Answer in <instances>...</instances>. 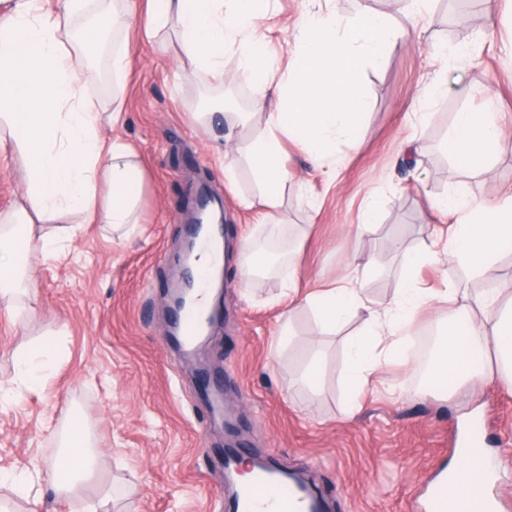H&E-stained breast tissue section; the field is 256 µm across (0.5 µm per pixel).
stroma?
<instances>
[{
  "instance_id": "1",
  "label": "stroma",
  "mask_w": 512,
  "mask_h": 512,
  "mask_svg": "<svg viewBox=\"0 0 512 512\" xmlns=\"http://www.w3.org/2000/svg\"><path fill=\"white\" fill-rule=\"evenodd\" d=\"M439 0H331L329 7L353 19L383 12L393 23L410 19L409 32L360 75L367 101L360 141L337 139L336 171L313 163L284 141L288 173L282 218L291 238L289 274L300 291L342 280L350 261L366 267L367 299L385 305L400 291L406 268L388 243L421 247L430 224L460 223L461 212L432 208L454 191L476 206L512 190V0H497L467 13L448 29ZM310 0H272L263 23L266 52L285 65L295 28ZM127 42L129 66L112 69L104 51L86 66L84 88L100 111H112L114 91L124 99L116 125L104 136L132 145L145 172L140 224L124 235L104 224L70 216L76 235L58 258L28 253L37 300L20 318L0 307V387L11 390L0 406V473H56L62 441L82 425L91 445L96 479L88 499L109 497L110 512H209L228 476L225 447L256 460L274 459L314 485L327 512H404L422 482L459 462L456 449L472 420L484 422V443L498 474L494 491L512 499V388L489 386L445 393L423 380L418 354L375 373L356 414L347 412V350L360 327L349 318L321 331L310 310L293 319V339L280 343L283 274L266 273L243 290L234 256L224 262V316L192 355L170 335V299L181 280L178 256L192 230L202 196L224 202V237L231 245L264 226L245 199L255 194L242 154L264 130L261 115L232 128H202L193 113L209 100L252 102L253 85L238 81L237 55L227 51V78L184 76L174 28L157 38L134 30ZM497 115L500 151L473 171L455 170L444 143L464 110ZM415 141L418 157L405 151ZM237 162L235 189L224 186L226 156ZM378 203L376 218L357 232L366 199ZM417 277L437 297L420 313L411 335L448 330L445 289L479 292L497 280L501 308L512 305V242L478 270L453 261L421 265ZM66 328L65 353L45 383H21L12 358L23 342L41 340L47 327ZM320 358L318 390L302 375L311 356ZM220 393L223 415L213 413L210 393Z\"/></svg>"
}]
</instances>
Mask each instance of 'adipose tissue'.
<instances>
[{
	"mask_svg": "<svg viewBox=\"0 0 512 512\" xmlns=\"http://www.w3.org/2000/svg\"><path fill=\"white\" fill-rule=\"evenodd\" d=\"M124 25H137L147 37L168 24L177 27L183 54L182 71L203 72L223 81L224 53L235 49L237 76L255 82L253 108L265 130L247 156L258 194L248 200L272 224L282 220L284 183L282 141L290 139L315 162L328 157L339 137L359 139L366 107L358 76L366 63L379 61L405 34L379 12L343 21L330 10L307 12L293 32L296 51L287 69L269 61L258 35V22L271 0H122ZM85 6V0H0V117L10 128L0 135V156L20 153L26 189L19 202L0 216V298L13 317L25 309L15 304L25 294L24 257L17 238L37 244L45 258H53L61 234L35 235L37 221L56 220L77 213L91 224L115 228L136 225L144 174L132 146L122 138H105L103 120L118 122L119 113L102 117L86 96L76 48L62 28ZM502 146V131L489 113H457L445 143L456 168L473 169ZM430 243L404 256L407 269L448 257L481 268L512 241V195L469 215L449 232L431 228ZM359 269L341 284L309 292L305 302L320 325L330 329L356 312L365 319L350 343L347 362L348 408L357 410L370 377L395 360L398 338L420 311L434 300L412 274L398 297L382 309L371 307L362 288ZM498 291L489 287L476 296L452 295L448 334L435 357L436 385L479 388L493 382L512 385V309L497 308ZM483 315L472 324L473 312ZM60 347L20 345L14 362L21 381L43 380L39 362L60 357ZM62 466L67 481H53L58 497L70 500L75 512H97L80 493L91 476L89 465L72 466L70 447H85V439L65 440Z\"/></svg>",
	"mask_w": 512,
	"mask_h": 512,
	"instance_id": "adipose-tissue-1",
	"label": "adipose tissue"
}]
</instances>
